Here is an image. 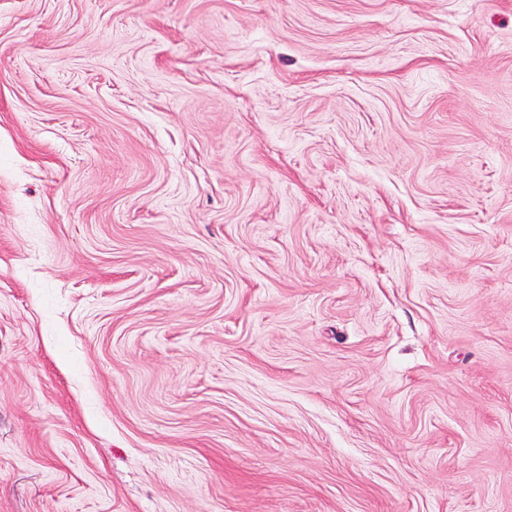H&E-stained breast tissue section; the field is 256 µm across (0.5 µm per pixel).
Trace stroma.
I'll list each match as a JSON object with an SVG mask.
<instances>
[{"label": "stroma", "mask_w": 512, "mask_h": 512, "mask_svg": "<svg viewBox=\"0 0 512 512\" xmlns=\"http://www.w3.org/2000/svg\"><path fill=\"white\" fill-rule=\"evenodd\" d=\"M0 512H512V0H0Z\"/></svg>", "instance_id": "35a3bbf8"}]
</instances>
